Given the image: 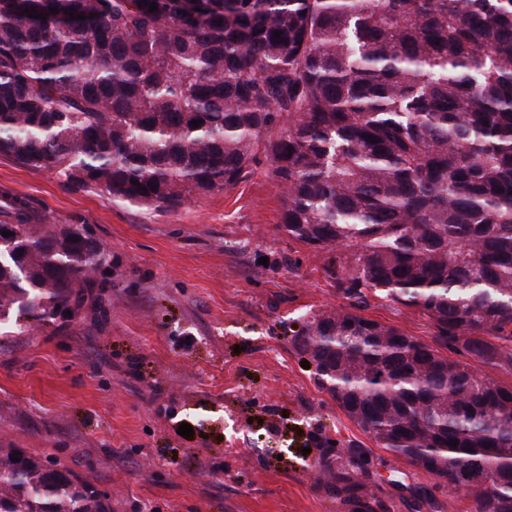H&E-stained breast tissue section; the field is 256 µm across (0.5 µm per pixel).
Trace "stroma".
<instances>
[{
    "mask_svg": "<svg viewBox=\"0 0 512 512\" xmlns=\"http://www.w3.org/2000/svg\"><path fill=\"white\" fill-rule=\"evenodd\" d=\"M4 193L51 223L89 225L112 274L71 320L0 328V446L54 461L112 512H349L319 473L320 442L364 434L292 343L303 315L343 299L326 254L281 229L269 160L173 209L0 157ZM364 314L433 340L425 316L392 301L370 298ZM375 454L368 491L385 512H466L452 491L416 499L431 477Z\"/></svg>",
    "mask_w": 512,
    "mask_h": 512,
    "instance_id": "35a3bbf8",
    "label": "stroma"
}]
</instances>
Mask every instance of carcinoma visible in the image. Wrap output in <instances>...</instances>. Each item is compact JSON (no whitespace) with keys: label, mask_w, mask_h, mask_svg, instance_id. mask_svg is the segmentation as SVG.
Wrapping results in <instances>:
<instances>
[{"label":"carcinoma","mask_w":512,"mask_h":512,"mask_svg":"<svg viewBox=\"0 0 512 512\" xmlns=\"http://www.w3.org/2000/svg\"><path fill=\"white\" fill-rule=\"evenodd\" d=\"M261 153L288 238L336 255L347 304L292 338L318 388L472 512H512V386L476 371L512 374V0H0V156L175 208ZM110 270L86 225L3 195L0 321L67 320ZM370 292L426 316L437 345L365 317ZM372 456L321 449L351 512H375ZM0 512L111 506L0 448Z\"/></svg>","instance_id":"carcinoma-1"}]
</instances>
